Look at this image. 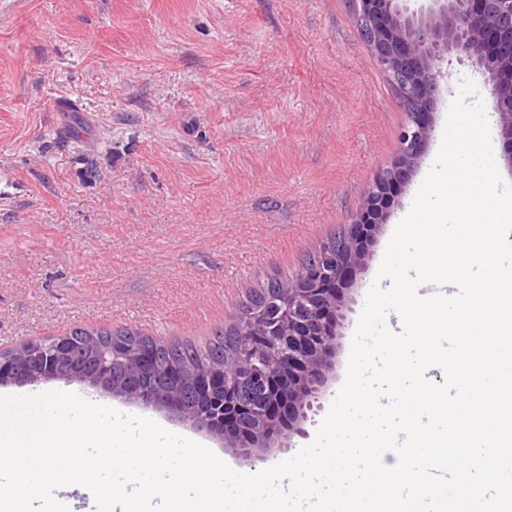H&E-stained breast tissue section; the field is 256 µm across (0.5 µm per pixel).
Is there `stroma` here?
Here are the masks:
<instances>
[{
  "instance_id": "obj_1",
  "label": "stroma",
  "mask_w": 512,
  "mask_h": 512,
  "mask_svg": "<svg viewBox=\"0 0 512 512\" xmlns=\"http://www.w3.org/2000/svg\"><path fill=\"white\" fill-rule=\"evenodd\" d=\"M347 285L336 353L301 433L261 457L79 382L254 474L315 437L391 236L439 151L468 63ZM406 122L352 0H0V352L71 327L205 346L247 296L351 223Z\"/></svg>"
}]
</instances>
